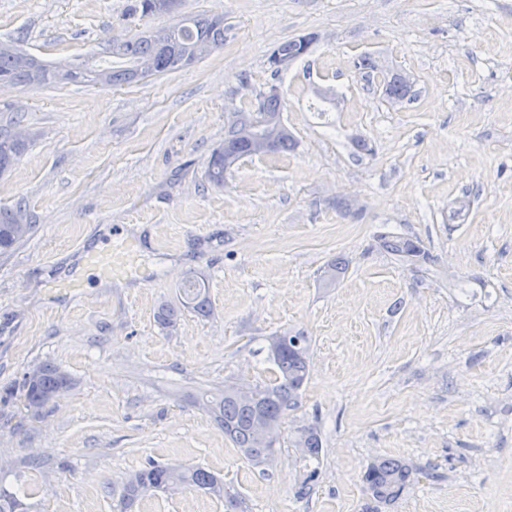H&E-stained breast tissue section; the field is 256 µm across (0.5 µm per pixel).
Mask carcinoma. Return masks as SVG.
<instances>
[{
  "label": "carcinoma",
  "mask_w": 512,
  "mask_h": 512,
  "mask_svg": "<svg viewBox=\"0 0 512 512\" xmlns=\"http://www.w3.org/2000/svg\"><path fill=\"white\" fill-rule=\"evenodd\" d=\"M156 0H129L127 15L130 17L162 16L155 9ZM224 47V24L214 15H203L182 19L175 25L153 27L123 41L112 43L110 54L117 62L104 66L91 55L83 59L85 66L72 73L67 66H49L27 53L20 45L14 52L0 51V79L21 87H33L75 81L80 79L91 85L108 87L129 84L140 79L138 65L151 61L153 73H170ZM310 42L301 36L278 44L270 56L278 57L280 66L272 69L277 74L294 61L305 56ZM411 91V85L398 73L384 78L386 97L400 101ZM281 114L282 100L279 94L269 92L262 96L253 112H238L224 134V143L211 152L207 179L221 189L224 175L243 157L255 155L249 145L238 138V130L260 116V112ZM294 136L284 127L270 138L268 153H284L295 148ZM27 142L13 139L0 133V175L7 173L26 150ZM33 224L27 209L17 204L10 209L0 208V254L12 251L29 237ZM379 246L396 259H430L429 253L417 240L381 234ZM184 300L176 305L165 303L158 308L157 318L167 328L175 327L182 308L190 306L200 315L209 312L204 285L196 274L191 275L182 289ZM301 345L297 348L284 346L279 353L267 355L277 376L269 384L255 385L251 395L243 397L237 384L224 385L219 393L206 392L195 399V403L208 412L224 430V435L235 445L241 455L254 466L270 462L274 456L271 445L265 440L262 430L272 426L280 432L285 413L298 406L300 391L308 375L310 339L303 332L296 333ZM35 380L22 386L21 397L27 409L38 412L58 394L73 386L69 374L53 364H44L32 370ZM300 444L313 456L318 455L321 440L317 431L307 429ZM412 469L403 461L382 459L370 465L365 472V481L373 496L384 502L396 499L410 482ZM178 488L201 490L217 499L224 498V480L203 468L193 466L171 467L166 464H151L130 474L118 488L112 490L116 512H131L134 504L143 496L153 492H164ZM27 504L17 493L0 486V512H29Z\"/></svg>",
  "instance_id": "cac0c4a2"
}]
</instances>
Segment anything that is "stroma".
Masks as SVG:
<instances>
[{
  "instance_id": "stroma-1",
  "label": "stroma",
  "mask_w": 512,
  "mask_h": 512,
  "mask_svg": "<svg viewBox=\"0 0 512 512\" xmlns=\"http://www.w3.org/2000/svg\"><path fill=\"white\" fill-rule=\"evenodd\" d=\"M126 6L0 0V41L51 65L178 15L224 17L223 49L182 70L0 93V133L29 142L0 207L23 202L34 221L0 255V485L34 512H113V488L155 461L220 474L235 512H512V0H181L141 20ZM310 33L309 54L272 75L273 48ZM394 71L411 81L397 103L382 91ZM273 89L297 148L242 158L213 187L212 149ZM320 90L336 96L325 112ZM118 229L141 253L107 288L83 256ZM381 232L431 263L395 260ZM339 257L345 275L324 285ZM192 271L210 316L162 328L158 307ZM294 330L311 338L308 379L255 467L193 398L269 382L265 339ZM43 363L74 386L34 418L17 388ZM382 458L413 469L389 503L364 481ZM136 512L224 503L182 490ZM378 239L381 249L395 259L430 260L429 253L418 240L390 234H380Z\"/></svg>"
}]
</instances>
